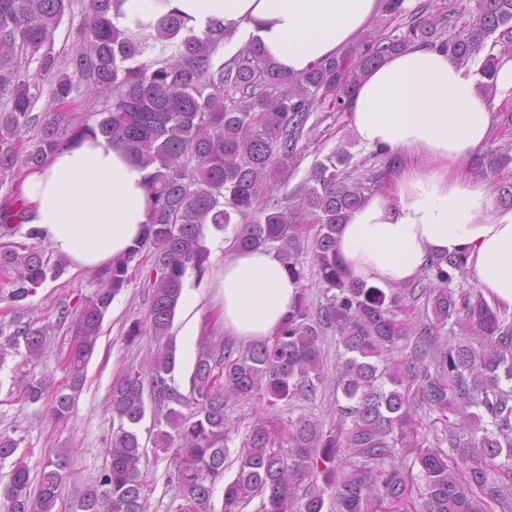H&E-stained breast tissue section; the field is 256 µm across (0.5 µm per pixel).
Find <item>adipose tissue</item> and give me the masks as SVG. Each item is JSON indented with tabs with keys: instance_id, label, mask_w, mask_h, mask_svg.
Listing matches in <instances>:
<instances>
[{
	"instance_id": "adipose-tissue-1",
	"label": "adipose tissue",
	"mask_w": 512,
	"mask_h": 512,
	"mask_svg": "<svg viewBox=\"0 0 512 512\" xmlns=\"http://www.w3.org/2000/svg\"><path fill=\"white\" fill-rule=\"evenodd\" d=\"M379 8L380 0H115L112 22L143 37L175 14L199 35L223 28L225 58L254 40L272 66L299 75L336 54ZM483 61L461 65L440 47L414 46L388 56L352 92L347 109L361 145L401 162L336 236L347 280L393 288L416 280L432 258L462 253L484 297L512 314V209L464 169L491 136ZM146 176L122 148L88 135L26 170L27 222L70 265L99 269L147 223ZM207 279L225 336L245 344L272 338L300 294L271 249L212 259Z\"/></svg>"
}]
</instances>
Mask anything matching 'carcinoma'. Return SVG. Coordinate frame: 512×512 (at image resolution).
<instances>
[{
    "instance_id": "cac0c4a2",
    "label": "carcinoma",
    "mask_w": 512,
    "mask_h": 512,
    "mask_svg": "<svg viewBox=\"0 0 512 512\" xmlns=\"http://www.w3.org/2000/svg\"><path fill=\"white\" fill-rule=\"evenodd\" d=\"M113 0H89V20L77 34L75 55L60 61L55 32L71 0H0V181L16 182L21 170L36 167L58 148L98 131L149 169L154 208L142 237L128 253L97 270L98 288L75 311L62 307L57 324L69 323L72 343L63 364L72 385L82 382L105 313L128 285L131 268L151 267L144 284L150 294L145 323L126 331L134 341L149 333L162 346L145 367L130 370L112 384L110 410L118 421L107 448L111 461L82 495L80 512H145V457L139 425L152 413L154 447L173 464L174 512H212L217 485L224 484V512H241L260 498L258 512H410L412 469L398 462L404 449H418L422 477L420 512H512V317L491 305L477 289L451 287L468 274L465 257L432 260L424 280L383 289L345 281L335 236L379 175L353 178L345 171L350 156L334 152L317 162L292 198L272 199L288 181L308 137L315 112L346 107L354 84L392 52L412 45H438L459 62L480 53L495 32L512 47V0H479L475 23L441 40L432 20L412 17L406 31L358 52L317 62L301 75L276 71L260 48L249 43L233 58H216L224 30L203 36L181 19H165L153 37H131L112 24ZM164 53L143 59L150 40ZM36 60L43 80L53 83L54 107L33 113L40 94L26 79L22 62ZM73 67L78 79L66 73ZM103 103L91 125L68 110L79 86ZM35 134L20 145L21 133ZM474 163L497 176L512 164L509 151L490 149ZM18 188L0 202V239L24 223ZM234 225L231 248L272 246L288 271L304 278L298 260L310 244L326 303L312 310L305 295L277 332L246 348L222 336L201 343L189 379V393L176 383V347L170 335L185 278H202L209 260L205 229ZM66 266L50 262L35 247L0 250V270L10 274L16 308ZM426 298L430 313L413 324L397 319L404 301ZM467 334L448 339V321ZM0 337L29 357L44 353L51 326L37 327L21 316ZM331 329L349 354L337 367V423L326 429L301 416L284 422L259 418L248 427L236 458L237 474L224 483L231 401L258 398L267 408L309 400L325 383L320 332ZM411 348L410 362L389 373L388 356ZM388 377L394 388L384 386ZM415 391H401L403 380ZM21 401L47 398L41 379L15 378ZM422 405L448 422L436 446L419 432L414 406ZM69 397L52 398L56 420L68 418ZM458 420L451 422L449 416ZM448 442V449L442 448ZM65 459L44 462L38 481L19 457L9 482L0 489L4 512H54L65 477ZM321 478L322 484L305 483Z\"/></svg>"
}]
</instances>
